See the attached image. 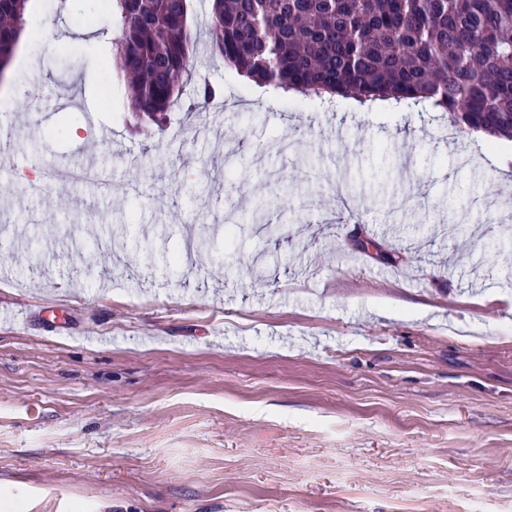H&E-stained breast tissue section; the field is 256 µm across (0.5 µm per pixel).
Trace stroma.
<instances>
[{
  "label": "stroma",
  "instance_id": "stroma-1",
  "mask_svg": "<svg viewBox=\"0 0 512 512\" xmlns=\"http://www.w3.org/2000/svg\"><path fill=\"white\" fill-rule=\"evenodd\" d=\"M192 7L222 107L159 126L126 110L111 5L28 0L0 90L25 122L0 149V512H512V141L263 101ZM387 162L383 196L337 197Z\"/></svg>",
  "mask_w": 512,
  "mask_h": 512
}]
</instances>
